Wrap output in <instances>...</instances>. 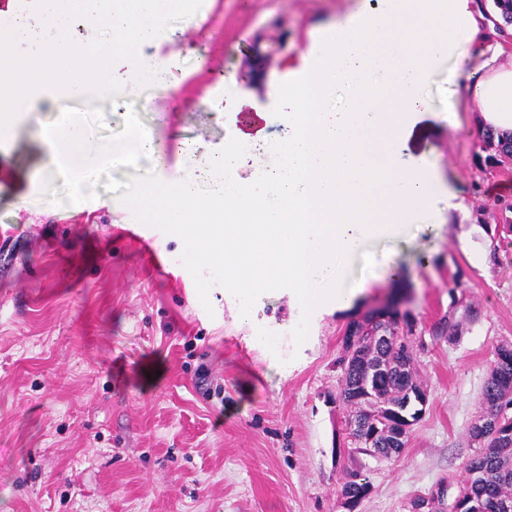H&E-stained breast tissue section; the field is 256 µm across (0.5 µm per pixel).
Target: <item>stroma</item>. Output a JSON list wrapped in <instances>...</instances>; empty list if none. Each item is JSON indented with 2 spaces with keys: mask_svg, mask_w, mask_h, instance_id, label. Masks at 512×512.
I'll list each match as a JSON object with an SVG mask.
<instances>
[{
  "mask_svg": "<svg viewBox=\"0 0 512 512\" xmlns=\"http://www.w3.org/2000/svg\"><path fill=\"white\" fill-rule=\"evenodd\" d=\"M357 4L189 0L165 16L159 45L142 49H169L198 23L173 63L183 77L175 94L118 82L112 95L62 100L0 140V512H343L351 470L371 484L356 512H413L441 485L457 493L479 449L471 430L495 352L512 346V234L495 212L512 200V158L479 171L480 113L458 92L466 75L456 63L421 87L433 116L396 160L425 155L465 209L449 225L421 220L368 241L342 275L366 290L353 308L319 316L278 288L233 297L222 240L174 224L151 255L126 232L135 220L140 236L157 226L128 200L146 176L183 178L176 145L232 148L237 93L255 92L277 144L283 111L255 73L279 79L316 25ZM68 112L102 150L152 134L166 164L141 155L103 167L91 215L74 214L61 180L33 178L46 162L37 127ZM389 302L414 321L428 402L386 459L355 449L338 360L349 324ZM450 319L451 338L441 332Z\"/></svg>",
  "mask_w": 512,
  "mask_h": 512,
  "instance_id": "35a3bbf8",
  "label": "stroma"
}]
</instances>
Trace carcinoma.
I'll return each mask as SVG.
<instances>
[{
	"label": "carcinoma",
	"instance_id": "obj_1",
	"mask_svg": "<svg viewBox=\"0 0 512 512\" xmlns=\"http://www.w3.org/2000/svg\"><path fill=\"white\" fill-rule=\"evenodd\" d=\"M483 165L492 167L502 156L512 157V135L484 133ZM365 353L351 359L342 356L339 398L351 408L348 419L351 437L365 454L390 457L401 445L395 436L406 419H419L423 408L408 403L409 392L420 386L414 371L415 357L410 338L413 321L408 315L391 311L370 313L353 323ZM382 334L391 340L379 339ZM494 424L486 431L472 428L481 450L466 464L467 478L459 496L483 497L495 503L496 512H512V348L501 347L482 393ZM369 486L358 471H352L342 486L341 495L355 497Z\"/></svg>",
	"mask_w": 512,
	"mask_h": 512
}]
</instances>
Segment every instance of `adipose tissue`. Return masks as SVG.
<instances>
[{
	"label": "adipose tissue",
	"mask_w": 512,
	"mask_h": 512,
	"mask_svg": "<svg viewBox=\"0 0 512 512\" xmlns=\"http://www.w3.org/2000/svg\"><path fill=\"white\" fill-rule=\"evenodd\" d=\"M96 2L37 0L33 10L8 6V41L40 43L41 53L29 67L31 81L12 64L0 63V91L11 95L10 105L0 109L1 137L14 130L17 114L51 108L55 92L80 99L90 85H107L116 57L125 60L134 78L149 74L165 92L178 90L168 60L145 58L141 48L156 41L161 19L178 10L181 0H106L95 13ZM78 21L84 32L76 45L99 59L91 83L79 78L78 61L57 62L61 35L72 34ZM488 24L474 0H377L375 7L356 8L336 24L315 28L309 50L297 59L304 80L267 89L288 107V134L276 161L252 182L239 183L235 174L244 154L266 144L264 126H239L237 148L216 152L207 163H200L198 145L181 146L190 173L177 196L148 181L136 203L191 231L205 221L212 236L223 237L236 292L286 288L314 304L329 297L337 309H350L357 292L342 287L339 271L368 239L393 237L402 225L463 208L425 156L401 170L394 151L427 116L429 108L417 92L430 69L451 60L464 63ZM504 52L500 42L483 44V61L467 81L483 126L512 133V67L500 64ZM340 85L348 91L347 101L330 107ZM40 137L51 154L53 175L81 208L103 166L123 167L132 153L157 152L152 137L138 133L130 143L100 153L78 121L41 130ZM201 174L216 177L212 201L197 192Z\"/></svg>",
	"instance_id": "ef3b65f1"
}]
</instances>
